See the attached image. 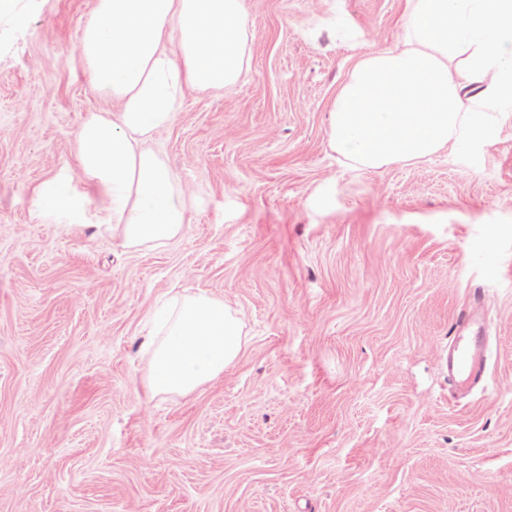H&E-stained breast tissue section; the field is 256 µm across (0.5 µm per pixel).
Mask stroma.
<instances>
[{
    "label": "stroma",
    "instance_id": "stroma-1",
    "mask_svg": "<svg viewBox=\"0 0 512 512\" xmlns=\"http://www.w3.org/2000/svg\"><path fill=\"white\" fill-rule=\"evenodd\" d=\"M0 26V512H512V106L376 169L329 114L404 0H245L248 67L152 145L190 187L177 238L123 246L105 213H41L76 132L118 112L73 56L95 0ZM481 293L489 388L436 356ZM239 312L246 343L187 395L148 386L174 299Z\"/></svg>",
    "mask_w": 512,
    "mask_h": 512
}]
</instances>
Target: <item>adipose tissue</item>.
I'll list each match as a JSON object with an SVG mask.
<instances>
[{
    "label": "adipose tissue",
    "instance_id": "obj_1",
    "mask_svg": "<svg viewBox=\"0 0 512 512\" xmlns=\"http://www.w3.org/2000/svg\"><path fill=\"white\" fill-rule=\"evenodd\" d=\"M404 19L400 42L356 62L331 114L334 149L362 167L423 159L473 136L512 92V0H406ZM245 44L244 0H96L73 53L120 113H88L78 128L77 169L94 195L51 180L36 190L39 210L74 219L95 206L129 247L179 235L190 191L175 188L150 142L188 94L236 85ZM161 320L163 336L143 341L157 394L194 391L243 347L238 313L207 295L177 301Z\"/></svg>",
    "mask_w": 512,
    "mask_h": 512
}]
</instances>
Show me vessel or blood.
Returning a JSON list of instances; mask_svg holds the SVG:
<instances>
[{"label": "vessel or blood", "instance_id": "vessel-or-blood-1", "mask_svg": "<svg viewBox=\"0 0 512 512\" xmlns=\"http://www.w3.org/2000/svg\"><path fill=\"white\" fill-rule=\"evenodd\" d=\"M486 336L476 311H463L457 318L448 345V376L456 392L465 393L486 376Z\"/></svg>", "mask_w": 512, "mask_h": 512}]
</instances>
